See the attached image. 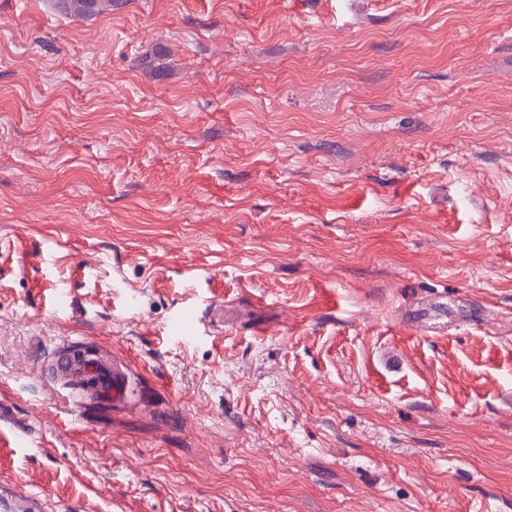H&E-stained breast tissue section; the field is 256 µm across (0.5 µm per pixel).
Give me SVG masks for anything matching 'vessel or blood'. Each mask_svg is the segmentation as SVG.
Wrapping results in <instances>:
<instances>
[{
  "mask_svg": "<svg viewBox=\"0 0 512 512\" xmlns=\"http://www.w3.org/2000/svg\"><path fill=\"white\" fill-rule=\"evenodd\" d=\"M54 372L80 383H90L93 392L120 401L127 397L130 370L120 361H106L94 355L74 361L72 355L59 354L53 364ZM45 500L34 494H22L9 485L0 486V512H44Z\"/></svg>",
  "mask_w": 512,
  "mask_h": 512,
  "instance_id": "obj_1",
  "label": "vessel or blood"
}]
</instances>
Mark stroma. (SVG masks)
<instances>
[{
	"instance_id": "stroma-1",
	"label": "stroma",
	"mask_w": 512,
	"mask_h": 512,
	"mask_svg": "<svg viewBox=\"0 0 512 512\" xmlns=\"http://www.w3.org/2000/svg\"><path fill=\"white\" fill-rule=\"evenodd\" d=\"M1 483L512 512V0H0ZM114 0H55L58 7L73 16H87L112 10ZM75 351V350H74ZM59 354L53 364V372L85 385L91 381L93 392L112 396L120 401L128 396L131 387L130 370L122 361H105L96 355L85 354L81 362L73 360V354Z\"/></svg>"
}]
</instances>
